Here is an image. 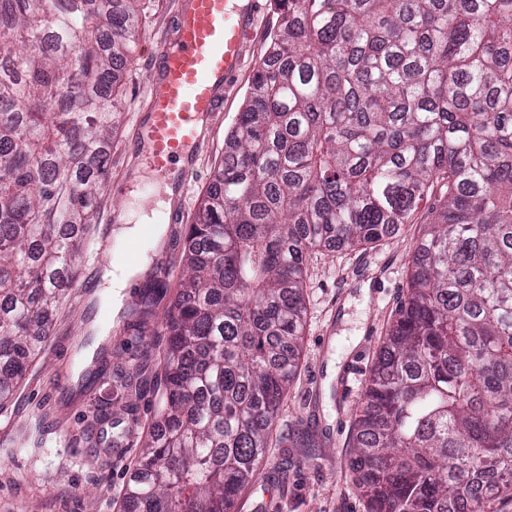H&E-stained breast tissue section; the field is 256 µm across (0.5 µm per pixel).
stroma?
Here are the masks:
<instances>
[{"label": "stroma", "instance_id": "obj_1", "mask_svg": "<svg viewBox=\"0 0 512 512\" xmlns=\"http://www.w3.org/2000/svg\"><path fill=\"white\" fill-rule=\"evenodd\" d=\"M181 0H146V18L122 89L123 121L109 147V182L129 185L122 207L102 195L87 231L83 259L42 354L31 364L7 411L0 413V512H120L163 391L166 339L159 330L169 312L161 304L151 331L134 335L126 314L114 318L101 383L80 392L74 370L76 338L101 310L90 298L108 262H121L111 230L119 211L139 214L156 203L164 185L141 159L136 119L151 91L152 56L174 33ZM249 31L243 67L224 95V110L206 135L197 171L187 180L185 215L193 217L226 150V137L242 110L253 74L279 23L275 0H260ZM412 223L365 250L336 248L309 260L306 329L298 377L285 401L261 477L239 504L240 512H369L349 468V439L376 351L408 288L411 256L428 222ZM185 224L166 227L164 242L143 244L141 276L123 295L134 303L149 276L176 283ZM67 436L73 453L58 446Z\"/></svg>", "mask_w": 512, "mask_h": 512}]
</instances>
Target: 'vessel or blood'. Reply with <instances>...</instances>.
Returning a JSON list of instances; mask_svg holds the SVG:
<instances>
[{
  "instance_id": "obj_1",
  "label": "vessel or blood",
  "mask_w": 512,
  "mask_h": 512,
  "mask_svg": "<svg viewBox=\"0 0 512 512\" xmlns=\"http://www.w3.org/2000/svg\"><path fill=\"white\" fill-rule=\"evenodd\" d=\"M260 0H183L175 32L154 54L155 70L140 136L163 175L196 165L203 129L224 109V89L243 61L248 23Z\"/></svg>"
}]
</instances>
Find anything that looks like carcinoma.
<instances>
[{"label": "carcinoma", "mask_w": 512, "mask_h": 512, "mask_svg": "<svg viewBox=\"0 0 512 512\" xmlns=\"http://www.w3.org/2000/svg\"><path fill=\"white\" fill-rule=\"evenodd\" d=\"M142 0H0V411L43 349L108 174ZM184 246L129 512H236L294 382L308 259L442 192L356 414L371 512L512 497V0H277Z\"/></svg>", "instance_id": "cac0c4a2"}]
</instances>
